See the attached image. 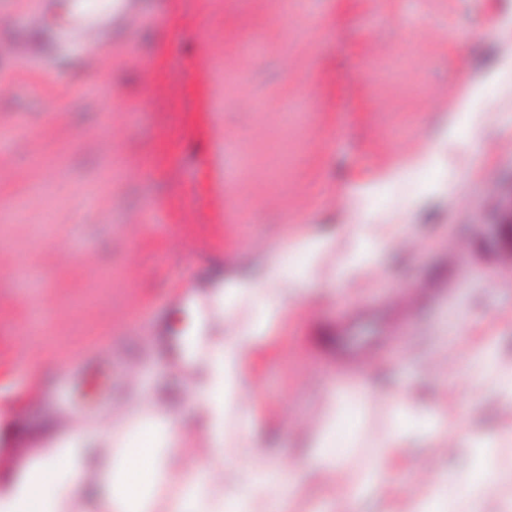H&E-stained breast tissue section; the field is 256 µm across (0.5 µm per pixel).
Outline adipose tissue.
Wrapping results in <instances>:
<instances>
[{"label": "adipose tissue", "mask_w": 512, "mask_h": 512, "mask_svg": "<svg viewBox=\"0 0 512 512\" xmlns=\"http://www.w3.org/2000/svg\"><path fill=\"white\" fill-rule=\"evenodd\" d=\"M491 77L471 84L448 115L445 136L467 132ZM261 319L280 310L249 278L217 286L208 310L185 336L180 361L193 376L188 401L203 419L207 445L188 447L189 431L181 405H159L132 423L105 431L97 427L54 433L45 452L25 459L21 473L0 486V512H86L85 491L95 489L97 512H292L304 479L335 474L341 464L333 443L346 434L350 449L360 440L354 420L338 411L313 435V464L283 466L240 451L226 436L227 396L243 381L252 355L249 335H225L242 304ZM448 412L422 405L404 393L392 409L389 431L373 439L357 479L337 498L341 512H359L362 500L388 484L387 451L425 435L437 447H452L467 460L463 471L448 468L431 480L413 512H512V501L493 502L491 489L512 485V467L501 465L490 450L495 436L461 435L447 442Z\"/></svg>", "instance_id": "1"}]
</instances>
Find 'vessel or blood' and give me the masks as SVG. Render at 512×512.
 Segmentation results:
<instances>
[{
  "instance_id": "1",
  "label": "vessel or blood",
  "mask_w": 512,
  "mask_h": 512,
  "mask_svg": "<svg viewBox=\"0 0 512 512\" xmlns=\"http://www.w3.org/2000/svg\"><path fill=\"white\" fill-rule=\"evenodd\" d=\"M124 0H77L76 22L84 30L97 29L102 19L120 14ZM203 64L196 59L184 63L181 71L169 69L165 52H158L152 72V95L157 105L159 133L145 161L149 176L166 181L173 192L164 200L167 212L179 222L196 225L220 224L224 221V191L209 185L194 217H186L182 197L176 193L180 157L186 141L213 140L216 135L215 115L203 111V99L208 91V79L202 73Z\"/></svg>"
}]
</instances>
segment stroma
Listing matches in <instances>:
<instances>
[{"instance_id": "obj_1", "label": "stroma", "mask_w": 512, "mask_h": 512, "mask_svg": "<svg viewBox=\"0 0 512 512\" xmlns=\"http://www.w3.org/2000/svg\"><path fill=\"white\" fill-rule=\"evenodd\" d=\"M71 0H0V474L47 447L46 423L121 425L137 384L183 392L170 350L191 303L218 276H287L278 316L255 340L236 399L261 455L299 461L335 393L377 375L363 439L386 428L394 397L427 388L461 433L512 431V404L457 374L493 346L512 368V0H130L127 15L74 42ZM177 43H170V36ZM179 70L205 57L224 157V245L204 246L157 208L167 193L141 161L156 129L150 75L159 47ZM498 82L468 142L416 163L439 120L491 67ZM185 144L186 212L205 175ZM451 196L436 194L442 180ZM393 239L380 267L358 225ZM332 247L307 266L293 241ZM456 265H449V254ZM377 332L370 364L344 363L357 312ZM260 397H253L252 388ZM461 457L419 442L388 454L391 480L360 512H407L433 475Z\"/></svg>"}]
</instances>
